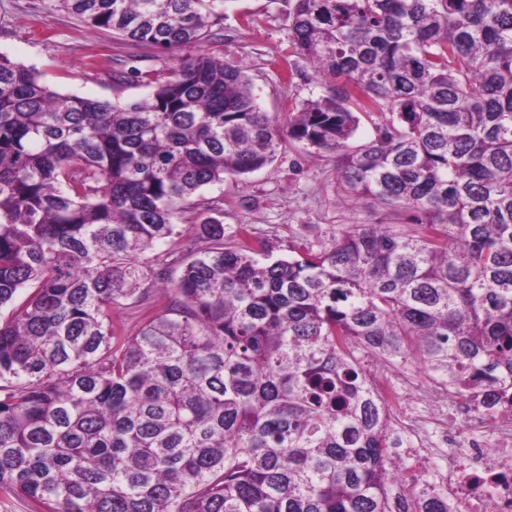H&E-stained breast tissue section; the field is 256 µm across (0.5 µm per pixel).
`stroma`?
<instances>
[{"label": "stroma", "mask_w": 512, "mask_h": 512, "mask_svg": "<svg viewBox=\"0 0 512 512\" xmlns=\"http://www.w3.org/2000/svg\"><path fill=\"white\" fill-rule=\"evenodd\" d=\"M293 0H225L204 53L248 76L262 111L287 120L304 101L322 96L321 78L309 63L294 76L284 71L288 52V12ZM191 48L168 51L146 48L91 29L63 10H47L45 0H0V55L34 68L52 90L126 104L146 95L136 78L115 84L117 68L166 69ZM220 206L215 217L224 226L225 244H233L240 227L267 242L274 256L289 255L305 242L321 247L333 235L367 222V210L339 204L332 154L296 142L270 165L202 192ZM398 386L394 414L417 407L436 408L434 382L416 366L391 369Z\"/></svg>", "instance_id": "obj_1"}]
</instances>
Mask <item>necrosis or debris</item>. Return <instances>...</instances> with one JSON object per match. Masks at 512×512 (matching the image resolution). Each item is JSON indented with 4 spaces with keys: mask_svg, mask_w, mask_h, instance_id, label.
Wrapping results in <instances>:
<instances>
[{
    "mask_svg": "<svg viewBox=\"0 0 512 512\" xmlns=\"http://www.w3.org/2000/svg\"><path fill=\"white\" fill-rule=\"evenodd\" d=\"M454 424L398 423L415 448L447 454L442 481L463 512H512V409L489 413L450 392H442Z\"/></svg>",
    "mask_w": 512,
    "mask_h": 512,
    "instance_id": "necrosis-or-debris-1",
    "label": "necrosis or debris"
}]
</instances>
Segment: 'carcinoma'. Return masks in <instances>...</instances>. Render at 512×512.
I'll list each match as a JSON object with an SVG mask.
<instances>
[{
    "instance_id": "carcinoma-1",
    "label": "carcinoma",
    "mask_w": 512,
    "mask_h": 512,
    "mask_svg": "<svg viewBox=\"0 0 512 512\" xmlns=\"http://www.w3.org/2000/svg\"><path fill=\"white\" fill-rule=\"evenodd\" d=\"M194 47L224 0H48ZM325 94L261 111L199 53L116 105L0 55V497L39 512H460L394 456L359 354L512 406V0H295ZM375 136L354 145L361 117ZM302 142L372 220L271 258L224 225L177 279L143 256L226 175ZM169 290L119 336L112 309ZM27 297L16 301L23 291Z\"/></svg>"
}]
</instances>
